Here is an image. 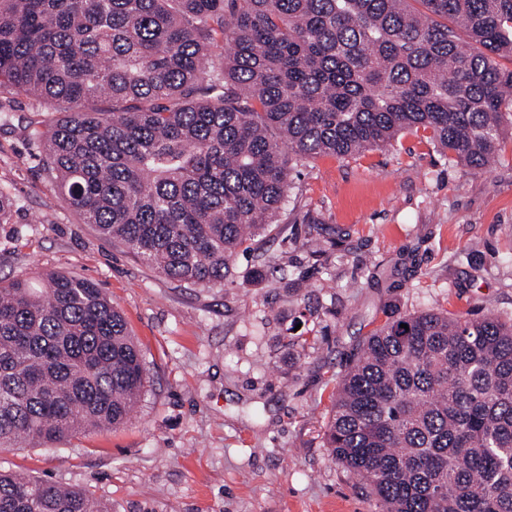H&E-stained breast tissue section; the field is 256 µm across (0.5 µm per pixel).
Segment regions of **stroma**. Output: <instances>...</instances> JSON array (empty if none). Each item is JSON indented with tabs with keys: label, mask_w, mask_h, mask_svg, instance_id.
I'll list each match as a JSON object with an SVG mask.
<instances>
[{
	"label": "stroma",
	"mask_w": 512,
	"mask_h": 512,
	"mask_svg": "<svg viewBox=\"0 0 512 512\" xmlns=\"http://www.w3.org/2000/svg\"><path fill=\"white\" fill-rule=\"evenodd\" d=\"M21 127L0 128V284L36 268L96 282L147 368L130 420L0 471L89 490L112 512H378L326 431L353 354L388 316L512 319V129L471 170L426 132L298 162L282 223L223 286L184 287L81 223Z\"/></svg>",
	"instance_id": "obj_1"
}]
</instances>
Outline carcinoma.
Instances as JSON below:
<instances>
[{
	"mask_svg": "<svg viewBox=\"0 0 512 512\" xmlns=\"http://www.w3.org/2000/svg\"><path fill=\"white\" fill-rule=\"evenodd\" d=\"M501 55L512 0H0V96L43 113L24 130L47 178L186 287L224 284L256 250L294 160L422 129L490 168L512 124ZM15 207L0 190V224ZM146 383L94 282L35 269L0 285V448L121 425ZM327 444L380 512H512V322L388 319L340 380ZM0 512L112 510L1 472Z\"/></svg>",
	"mask_w": 512,
	"mask_h": 512,
	"instance_id": "1",
	"label": "carcinoma"
}]
</instances>
